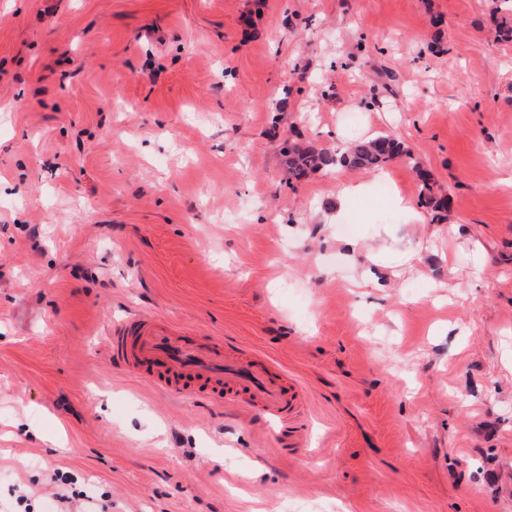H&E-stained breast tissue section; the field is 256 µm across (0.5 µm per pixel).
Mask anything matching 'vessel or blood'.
Instances as JSON below:
<instances>
[{"instance_id": "vessel-or-blood-1", "label": "vessel or blood", "mask_w": 512, "mask_h": 512, "mask_svg": "<svg viewBox=\"0 0 512 512\" xmlns=\"http://www.w3.org/2000/svg\"><path fill=\"white\" fill-rule=\"evenodd\" d=\"M107 349L115 363L152 369L153 384L177 396L210 393L256 408L282 429L299 407L295 383L274 376L267 361L232 357L220 342H185L180 332L152 315L137 313L110 329Z\"/></svg>"}]
</instances>
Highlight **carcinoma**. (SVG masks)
I'll return each mask as SVG.
<instances>
[{
	"instance_id": "obj_1",
	"label": "carcinoma",
	"mask_w": 512,
	"mask_h": 512,
	"mask_svg": "<svg viewBox=\"0 0 512 512\" xmlns=\"http://www.w3.org/2000/svg\"><path fill=\"white\" fill-rule=\"evenodd\" d=\"M288 180H297L318 172H329L339 167L370 171L382 167L394 158L411 156L404 144L389 134H379L359 141L347 148L331 151L311 144L284 149ZM423 204L435 211L447 209L448 197L436 195L424 185Z\"/></svg>"
}]
</instances>
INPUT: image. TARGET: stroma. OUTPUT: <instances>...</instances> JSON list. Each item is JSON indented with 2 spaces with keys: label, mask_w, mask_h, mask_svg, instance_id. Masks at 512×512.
<instances>
[{
  "label": "stroma",
  "mask_w": 512,
  "mask_h": 512,
  "mask_svg": "<svg viewBox=\"0 0 512 512\" xmlns=\"http://www.w3.org/2000/svg\"><path fill=\"white\" fill-rule=\"evenodd\" d=\"M500 13L0 0V512H63L58 493L111 512H512ZM379 133L410 157L288 181L285 140ZM346 180L365 186L350 224ZM138 311L286 369L295 434L272 446L249 408L112 361L107 329Z\"/></svg>",
  "instance_id": "35a3bbf8"
}]
</instances>
